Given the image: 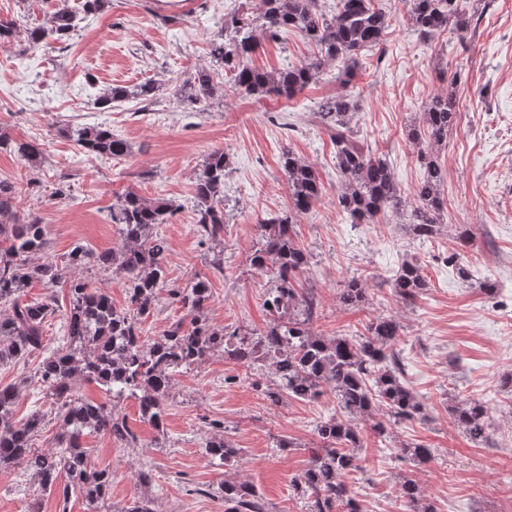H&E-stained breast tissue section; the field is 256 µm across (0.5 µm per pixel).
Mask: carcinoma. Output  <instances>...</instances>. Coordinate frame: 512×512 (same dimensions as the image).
<instances>
[{"label":"carcinoma","instance_id":"carcinoma-1","mask_svg":"<svg viewBox=\"0 0 512 512\" xmlns=\"http://www.w3.org/2000/svg\"><path fill=\"white\" fill-rule=\"evenodd\" d=\"M409 20L424 40L453 27L471 30L474 14L467 0H405ZM78 26V12L61 5L41 25L26 29L28 49L40 48L51 37L64 43ZM390 27L386 12L376 0H338L336 13L328 16L319 0H261L256 14L234 11L224 17L209 45L211 62L224 68L236 90L260 98L290 99L318 80L326 66L342 64L339 80L350 84L357 75L362 50L383 44ZM298 33L315 47L313 55L296 65L267 71L249 64L260 38H275L283 31ZM158 86L145 82L129 91L107 88L98 104L106 109L133 96L151 105ZM217 93L213 71L200 67L178 90L182 104L199 109ZM356 104L351 96L338 93L321 102L317 112L336 147V168L340 175L338 206L353 224H372L381 214L407 210L406 224L414 237L430 240L439 234L443 199L440 186L444 174L433 147L448 137L456 124L458 109L453 92L437 94L426 103L421 121L407 131L410 141L420 146L418 160L424 180L411 207L401 194L382 156L367 149L356 138L351 125ZM87 155L112 160L128 151L125 140L106 124L68 129ZM12 146L28 164L41 163L45 147L38 141L10 143L0 133V147ZM228 166L222 149L209 152L195 179L196 227L201 242H219L224 237V176ZM280 166L288 181L290 204L287 212L269 213L258 220L259 240L249 255L250 265L270 272L274 288L264 306L270 315L265 330L243 334L239 329L218 328L204 317L211 289L203 279L185 286L167 280L164 238L152 233L157 224L168 223L176 208L167 201H148L128 192L116 198L109 214L117 226L119 244L105 251L74 247L63 264L48 259L31 263V257L46 252L45 225L36 216L21 217L15 210L18 189L14 182L0 179V365L29 356L40 358L34 375L21 381L38 384L56 405L55 418L66 426L56 448L43 453L33 448L44 426L46 413L35 411L22 423L12 419L18 387L0 388V471L19 467L29 473L42 494L58 492L61 512H66L70 495L79 494L90 503L104 504L111 498L112 471L91 465L83 438L105 434L125 448L136 447L139 438L127 417L116 410L122 398L139 402L142 419L160 428L165 416L164 399L173 377L182 369L201 364L211 353L223 351L224 359L250 366L264 361L277 378L267 391L274 404L288 398L314 402L326 393L336 396L339 413L315 427L317 446L310 449L306 469L295 489L313 499L315 512H363L351 492L347 478L360 469L356 449L363 436L357 422H369L376 438L386 439L394 427L423 417L424 407L404 383V364L394 344L400 325L391 317H378L358 338L318 336L312 325L318 304L311 292L296 288L297 277L310 265L309 253L294 238L293 224L308 213L322 194L316 169L293 150L284 147ZM80 268L125 279L126 304L118 308L102 288H92L74 275ZM40 282L48 288L68 283L69 314L62 326L59 345L47 346L46 320L56 312L57 299L27 298V288ZM394 296L410 305L428 287L416 259L402 263L388 280ZM171 303L179 304L185 317L173 322L160 340L143 336L141 323L153 312L161 291ZM367 279L352 276L337 293L338 302L356 308L367 298ZM77 379L94 383L104 401L79 398L73 394ZM474 443L487 440L489 408L470 400L453 410ZM207 454L226 462L239 449L225 438L205 443ZM397 457L423 464L432 450L417 442H405ZM405 512H435L423 490L413 479L400 484ZM224 512H267L265 502L254 488L224 484Z\"/></svg>","mask_w":512,"mask_h":512}]
</instances>
